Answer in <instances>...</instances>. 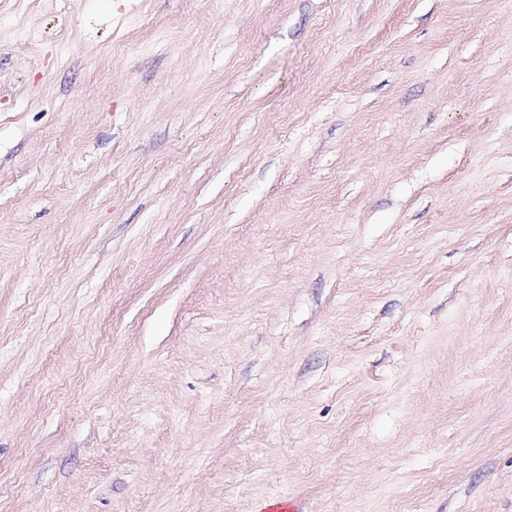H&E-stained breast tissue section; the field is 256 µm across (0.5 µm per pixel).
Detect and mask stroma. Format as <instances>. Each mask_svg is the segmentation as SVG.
<instances>
[{"label":"stroma","instance_id":"obj_1","mask_svg":"<svg viewBox=\"0 0 512 512\" xmlns=\"http://www.w3.org/2000/svg\"><path fill=\"white\" fill-rule=\"evenodd\" d=\"M512 512V0H0V512Z\"/></svg>","mask_w":512,"mask_h":512}]
</instances>
